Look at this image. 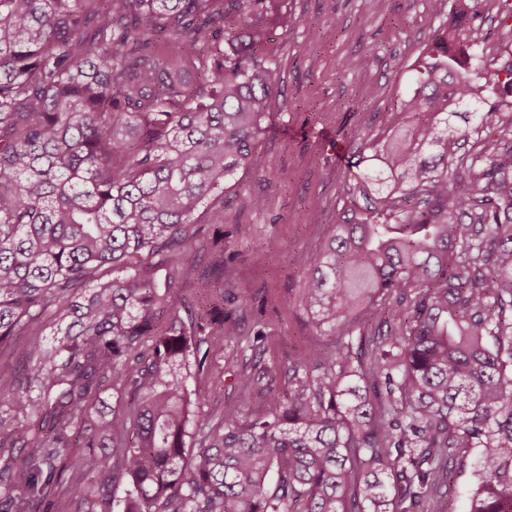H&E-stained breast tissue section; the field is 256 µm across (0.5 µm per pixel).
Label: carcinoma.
Masks as SVG:
<instances>
[{
    "mask_svg": "<svg viewBox=\"0 0 512 512\" xmlns=\"http://www.w3.org/2000/svg\"><path fill=\"white\" fill-rule=\"evenodd\" d=\"M284 2L0 0V349L31 337L0 384V512H417L473 448L468 512H512V103L481 96L512 98V68L454 46L483 45L481 0H454L404 121L363 133L349 208L295 258L333 351L278 390L242 372L251 414L192 398L188 352L203 371L237 328L173 296L198 211L224 223L240 170L282 178L257 144ZM77 458L95 476L63 500Z\"/></svg>",
    "mask_w": 512,
    "mask_h": 512,
    "instance_id": "1",
    "label": "carcinoma"
}]
</instances>
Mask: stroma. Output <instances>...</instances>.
Returning a JSON list of instances; mask_svg holds the SVG:
<instances>
[{
	"mask_svg": "<svg viewBox=\"0 0 512 512\" xmlns=\"http://www.w3.org/2000/svg\"><path fill=\"white\" fill-rule=\"evenodd\" d=\"M287 26L271 37L280 49L276 114L258 151L280 170L265 183L239 172L224 192V248L205 230L197 246L201 278L176 298L180 311L203 306L215 281L213 267L234 270L224 286V317L240 334L209 343L210 367L189 385L213 416L249 412L256 401L238 382L243 355L256 351L270 377L281 379L289 359L326 346L307 321L304 278L294 258L314 253L326 225L348 203L342 177L358 159L360 131L396 121L398 95L413 90L426 63L425 45L448 19L427 0H286ZM353 60L343 70V60ZM265 206H252L254 196Z\"/></svg>",
	"mask_w": 512,
	"mask_h": 512,
	"instance_id": "35a3bbf8",
	"label": "stroma"
}]
</instances>
